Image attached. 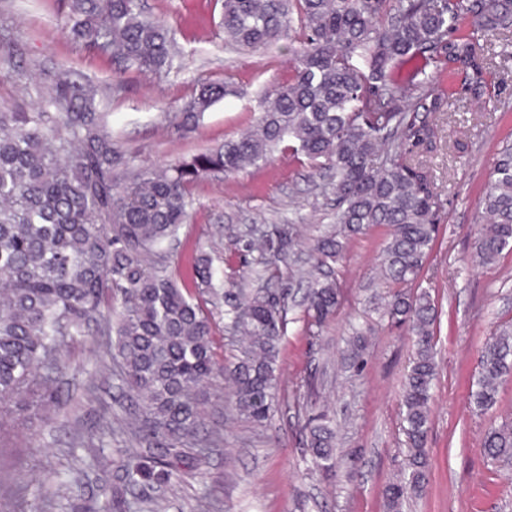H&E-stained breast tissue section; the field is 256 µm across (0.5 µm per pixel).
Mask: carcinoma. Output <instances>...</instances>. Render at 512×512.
<instances>
[{
    "mask_svg": "<svg viewBox=\"0 0 512 512\" xmlns=\"http://www.w3.org/2000/svg\"><path fill=\"white\" fill-rule=\"evenodd\" d=\"M222 0L224 41L242 50L278 43L295 30L289 77L271 90L252 129L213 150L168 166H137L120 151L96 101L109 88L78 82L69 71L40 65L42 78L13 60L10 32L0 26V75L36 101L30 112L0 110V420L26 426L58 404L53 387L69 336L92 322L118 336L115 353L141 417L140 446L159 450L164 469L131 462L133 479L178 478V461L202 426L198 386L216 369L212 316L165 261L166 248L189 222L192 188L205 177L233 175L277 152L303 156L332 172L336 223L315 240L306 272L304 313L321 326L341 304L336 280L322 267L348 240L390 228L384 277L414 282L438 232L440 202L431 173L417 159L432 145L431 116L450 112L452 97L436 85L450 72L463 88L486 86L493 67L477 33L512 32V0ZM66 27L86 49L119 60L123 70L162 74L178 55L170 29L140 0H68ZM231 93L222 81L200 85L182 107V124ZM483 224L476 257L512 253V145L501 152L480 200ZM267 280L295 245L292 224L257 237ZM194 288L214 304L224 299L213 258H194ZM121 296L112 327V291ZM391 323L408 322L415 357L402 395L409 449L406 478L383 489L386 512H401L408 493L428 482L430 401L437 378L435 324L429 291L398 289L384 301ZM247 345L229 370L234 407L261 424L275 406L277 357L287 325L285 288H262L231 311ZM512 374V329L481 351L471 403L480 411L499 399ZM307 453L325 475L336 467V429L319 415L308 422ZM484 453L512 457V422L488 430Z\"/></svg>",
    "mask_w": 512,
    "mask_h": 512,
    "instance_id": "1",
    "label": "carcinoma"
}]
</instances>
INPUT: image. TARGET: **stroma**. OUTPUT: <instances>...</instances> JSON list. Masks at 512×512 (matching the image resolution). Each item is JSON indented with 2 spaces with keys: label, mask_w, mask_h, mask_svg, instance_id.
Masks as SVG:
<instances>
[{
  "label": "stroma",
  "mask_w": 512,
  "mask_h": 512,
  "mask_svg": "<svg viewBox=\"0 0 512 512\" xmlns=\"http://www.w3.org/2000/svg\"><path fill=\"white\" fill-rule=\"evenodd\" d=\"M174 31L182 51L180 71L166 76L118 71L107 57L75 43L64 27L66 0H0L14 48L25 63L46 60L80 77L111 85L100 102L112 131L136 163L164 165L214 148L247 131L258 105L289 71L294 41L253 51L224 43L220 0H143ZM496 55L489 97L461 92L458 109L435 116L433 147L420 161L431 172L440 199V229L416 285L429 290L439 309L438 375L431 402L429 483L403 512H512V461L485 457L490 427L512 421V376L499 402L481 412L470 402L484 345L512 324V254L482 265L475 259L482 220L479 201L503 144H512V36L485 35ZM226 80L232 95L207 110L193 128L180 127L175 112L204 81ZM306 161L276 154L272 161L231 176L207 177L193 188L189 224L171 260L187 276L199 248L214 247L215 267L232 292L257 285L259 254L249 248L252 228L289 221L298 245L281 282L299 286L310 267L309 246L336 220L333 195ZM385 226L349 241L334 263L342 303L323 326H308L302 306L290 302L280 344L278 402L271 419L257 425L232 407L225 375L201 385L205 426L197 449L171 482H129L123 469L137 444L135 413L118 367L103 355L101 337L81 336L63 351L65 365L54 385L57 416L27 429L0 431V483L20 490L24 512H385L382 491L407 476L401 395L415 348L409 324L389 323L383 299L390 283L380 258ZM365 346L351 358L350 341ZM94 398H87V388ZM327 413L336 425V474L308 471L303 440L309 420ZM111 432L100 448L87 445L103 422ZM81 484L68 488L72 470Z\"/></svg>",
  "instance_id": "obj_1"
}]
</instances>
